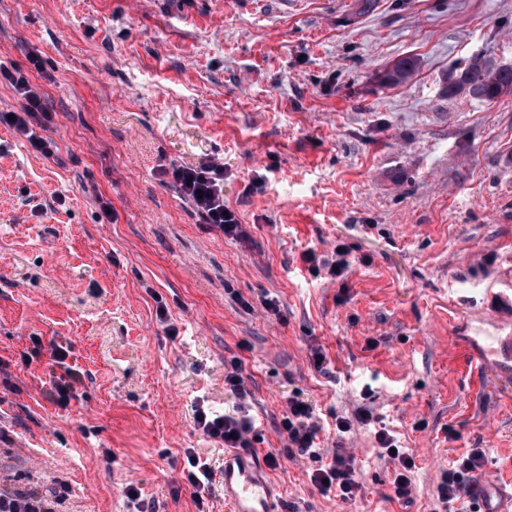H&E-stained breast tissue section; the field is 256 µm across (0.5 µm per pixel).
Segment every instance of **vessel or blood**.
<instances>
[{
	"mask_svg": "<svg viewBox=\"0 0 512 512\" xmlns=\"http://www.w3.org/2000/svg\"><path fill=\"white\" fill-rule=\"evenodd\" d=\"M473 344L477 350L476 361L497 354L512 357V336L501 338L489 334L474 338ZM492 485V480L485 477L472 487L480 512H512V496L504 502L494 501ZM224 499L230 512H277L274 486L254 458L237 451L224 455Z\"/></svg>",
	"mask_w": 512,
	"mask_h": 512,
	"instance_id": "1",
	"label": "vessel or blood"
}]
</instances>
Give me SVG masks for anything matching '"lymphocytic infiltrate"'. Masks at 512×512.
<instances>
[{"instance_id":"1","label":"lymphocytic infiltrate","mask_w":512,"mask_h":512,"mask_svg":"<svg viewBox=\"0 0 512 512\" xmlns=\"http://www.w3.org/2000/svg\"><path fill=\"white\" fill-rule=\"evenodd\" d=\"M0 78L6 80L22 100L15 115L0 113V125H9L14 133L28 143L34 154L45 158L57 157L58 145L42 134L51 122L52 115L41 88L19 69H1ZM170 176L180 198L190 204L203 223L217 228L225 237L239 241L247 239L248 232L238 215L224 202L223 162L210 159L181 164L172 167ZM224 390L234 401L232 410L218 412L205 408L203 403H196L193 424L205 438L224 447L251 448L250 435L255 431V422L249 415L247 402L251 392L242 376L240 362H231L229 369L225 370ZM355 420L370 425L376 424L377 417L372 409L361 407L356 411ZM352 421L345 418L336 420L338 446L330 456L320 451L319 439L325 424L310 401L297 394L289 397L278 424V431L286 441L288 455L298 454L311 458L317 464L311 475L312 482L319 485L322 491L336 493L344 499L354 497L361 489L354 459L343 446ZM376 438L382 455L399 464L392 480L394 499L409 501L412 495L409 474L415 466L413 457L402 448L397 437L387 427L378 426ZM484 460V449L471 448L453 461L437 488L439 512H448L451 503L466 490ZM64 493L61 487L45 493L32 487L0 485V512H59Z\"/></svg>"}]
</instances>
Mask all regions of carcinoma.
Wrapping results in <instances>:
<instances>
[{
    "label": "carcinoma",
    "instance_id": "obj_1",
    "mask_svg": "<svg viewBox=\"0 0 512 512\" xmlns=\"http://www.w3.org/2000/svg\"><path fill=\"white\" fill-rule=\"evenodd\" d=\"M416 70L417 60L414 57L400 58L385 73L383 82L393 86L404 85L413 79ZM443 84L450 97L464 95L492 103L512 94V66L496 64L476 55L449 70Z\"/></svg>",
    "mask_w": 512,
    "mask_h": 512
}]
</instances>
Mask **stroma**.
<instances>
[{
    "mask_svg": "<svg viewBox=\"0 0 512 512\" xmlns=\"http://www.w3.org/2000/svg\"><path fill=\"white\" fill-rule=\"evenodd\" d=\"M475 54L512 64V0H0V63L40 86L64 159L0 126V481L65 483L62 512H136L132 486L152 512H197L191 448L215 475L209 512H227L224 449L192 410L230 406L235 358L256 455L280 454L266 476L300 512H432L470 448L512 488V367L473 374L468 341L512 281V94L443 91ZM407 55L413 82L384 84ZM210 158L249 242L201 223L161 173ZM340 245L349 275L311 276L303 253ZM36 337L81 374L67 405L46 359L23 361ZM367 384L415 460L410 504L392 498L397 463L373 428L346 440L351 499L282 454L289 396L332 422Z\"/></svg>",
    "mask_w": 512,
    "mask_h": 512,
    "instance_id": "1",
    "label": "stroma"
}]
</instances>
